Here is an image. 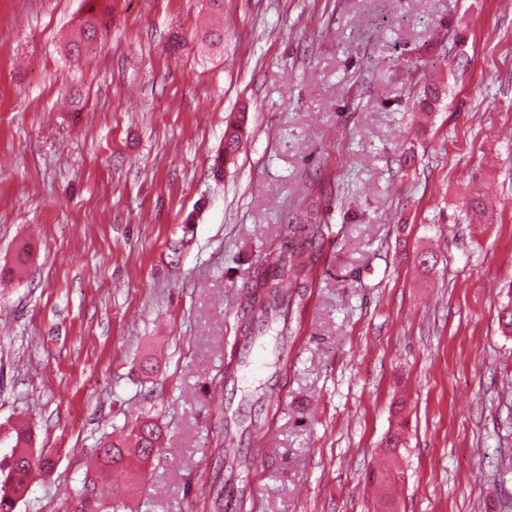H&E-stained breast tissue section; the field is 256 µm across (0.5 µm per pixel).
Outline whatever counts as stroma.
<instances>
[{"mask_svg": "<svg viewBox=\"0 0 512 512\" xmlns=\"http://www.w3.org/2000/svg\"><path fill=\"white\" fill-rule=\"evenodd\" d=\"M85 9L0 0V454L22 421L57 461L16 512L90 484L127 512H512V0H112L76 61ZM314 214L333 239L303 339L248 376L241 300ZM254 389L283 411L231 473L224 409ZM139 417L158 460L96 483ZM399 426L385 492L366 476ZM247 113L244 108L224 118V150L214 158L212 170L215 176H221L226 167L235 163L236 151L248 136Z\"/></svg>", "mask_w": 512, "mask_h": 512, "instance_id": "obj_1", "label": "stroma"}]
</instances>
